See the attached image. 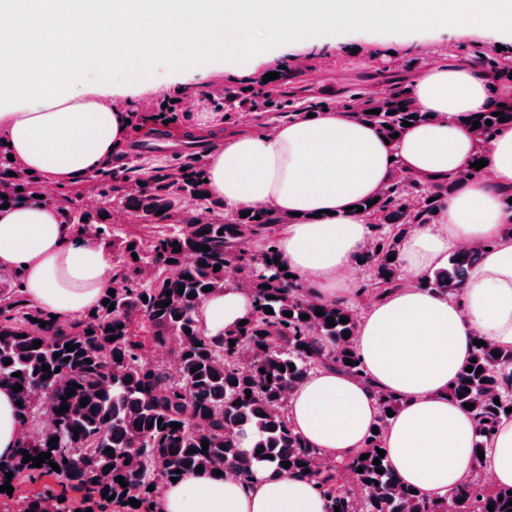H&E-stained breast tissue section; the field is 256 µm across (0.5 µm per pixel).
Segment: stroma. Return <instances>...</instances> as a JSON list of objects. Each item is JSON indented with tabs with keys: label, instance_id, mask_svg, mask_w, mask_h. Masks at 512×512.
I'll list each match as a JSON object with an SVG mask.
<instances>
[{
	"label": "stroma",
	"instance_id": "stroma-1",
	"mask_svg": "<svg viewBox=\"0 0 512 512\" xmlns=\"http://www.w3.org/2000/svg\"><path fill=\"white\" fill-rule=\"evenodd\" d=\"M512 53V39L478 28L445 34L435 30H421L412 33L356 31L343 41L342 49L313 47L301 53L278 46L275 53L255 65L243 79H231L224 74L223 59H216L213 69L202 76L189 69H176L173 59L183 55L185 47L179 36H172L170 55L159 61L157 66L160 87L149 96L152 105L163 100H177V119L167 126L169 136L176 141L187 140L196 135L198 128L190 115L187 97H194L198 109L224 117L226 131H236L252 126L273 125L280 121V114L274 112L224 113L225 90L259 91L275 99L293 101L295 107L318 102L325 108L333 109L346 103L350 94L363 92L374 95L380 82L397 79L424 69L443 55H467L479 50L489 55L498 50ZM299 56L297 67L290 68L288 83L267 80V73L289 66L291 56ZM158 124L141 122L130 130L110 168L107 179L110 184L122 185L129 168L136 167L149 171L154 167L169 170L178 169L187 159L186 154L171 152L133 153L135 142L145 139L158 131ZM12 493L0 492V512H23L28 501L44 487L65 489L73 501H80L83 493L74 487L64 486L62 478L45 475L31 480L27 472H20L11 481Z\"/></svg>",
	"mask_w": 512,
	"mask_h": 512
}]
</instances>
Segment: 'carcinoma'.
Instances as JSON below:
<instances>
[{
  "label": "carcinoma",
  "mask_w": 512,
  "mask_h": 512,
  "mask_svg": "<svg viewBox=\"0 0 512 512\" xmlns=\"http://www.w3.org/2000/svg\"><path fill=\"white\" fill-rule=\"evenodd\" d=\"M481 62L512 84V55H485ZM273 108L281 111L285 104L259 92L225 101L227 113ZM375 109L380 113H373ZM355 111L388 138L402 132L405 121L416 124L429 118V113L412 105L400 85L382 99L355 100ZM501 117L512 124V100L502 108L476 113L477 135L484 141L492 138L502 126ZM488 120L492 125H486ZM185 167L176 173L135 172L123 186L98 179L93 190L100 205L94 211L82 210L69 196H60L69 223L92 232L116 254L115 295H104L114 304L113 310L100 304L92 315L58 322L24 301L19 275L0 276V384L22 386L16 397L22 403L18 412L23 421H29L39 404L52 411L51 428L26 431L14 456L0 466V485L7 481L6 473L23 468L52 474L53 462L60 467L58 475L84 491L86 509H104L113 503L126 507L131 498L150 509L171 478L194 473L199 466L230 473L249 484L260 467L269 465L286 475L315 480L328 512L336 506L340 512H509L512 486L488 487L476 472L442 499H431L402 484L388 458L377 453L392 421L387 412H398L401 399L377 388L378 432L370 433L363 449L340 465L319 463L320 452L290 424L287 405L294 390L319 368H334L370 383L355 346L359 318L354 303L320 304L308 298L299 279L287 277L289 270L281 269L283 263L274 262L278 254L272 228L280 223L278 215L267 208H255L245 218L239 211L224 214L221 203L207 195L198 162ZM460 179L450 174L432 183L399 174L379 194L378 202L371 206L366 199L357 202L370 219L371 242L360 256L369 279L356 289V296L374 300L399 284L398 261L389 257L398 256L405 226L430 223L442 197ZM37 181L35 174L17 172L7 152L0 150V205L26 197ZM192 206L211 217L206 221L187 218ZM117 209L139 223L162 224L165 230L142 239L127 236L113 225ZM254 240L259 241L258 249L245 247ZM175 242L180 247L177 253L173 252ZM204 245L210 250L204 251ZM478 259L476 251L449 256L448 268L436 271L426 286L442 294H459ZM216 265L221 266L217 272ZM229 268L237 270L238 285L249 289L254 310L244 326L225 329L224 338L216 341L205 336L197 311L224 288ZM205 287L211 291H203ZM168 291L172 292L169 297ZM166 300L170 304L161 306ZM268 308L273 313H266ZM318 308L323 310L319 316ZM288 311L292 315H286ZM304 314L308 319H302ZM137 316L148 323L151 345L171 349L175 374L145 359L146 342L134 329ZM343 317L348 322H340ZM330 318L334 319L331 327ZM42 321L46 326H40ZM110 327L114 331H108ZM346 333L350 334L347 339ZM35 341L41 342L37 349ZM68 344L73 351L65 349ZM7 359L11 360L8 365L4 364ZM44 364L49 371H42ZM468 366L474 371H465ZM17 372L21 376H15ZM74 383L79 388L66 396ZM448 397L460 407L473 405L469 411L477 431L473 454L485 450L497 424L512 418V412H506L512 409V347L474 346L471 358L448 385ZM83 398L88 399L84 407L80 406ZM64 404L66 412L60 411ZM173 423L181 427L174 429ZM54 437L57 442L49 443ZM204 440L209 442L206 451ZM24 450L33 458L49 452L50 462L37 469L23 462ZM363 454L368 459H360ZM377 457L378 466L373 464ZM285 462L291 466L284 467ZM359 467L363 471H357ZM378 468L383 473L376 472ZM177 469L181 473H175ZM343 471L352 475L358 493L338 485ZM119 476L127 486L116 482ZM62 497L53 491L39 493L25 512H73L71 502L60 501ZM489 505L493 510L487 509Z\"/></svg>",
  "instance_id": "cac0c4a2"
}]
</instances>
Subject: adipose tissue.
<instances>
[{
	"mask_svg": "<svg viewBox=\"0 0 512 512\" xmlns=\"http://www.w3.org/2000/svg\"><path fill=\"white\" fill-rule=\"evenodd\" d=\"M282 43L298 49L329 43L341 28L443 30L468 26L512 35V0H0V142L15 163L57 188L107 168L128 136L117 97H141L160 83L155 62L170 35L234 57L227 74L244 77L264 60L257 28L269 17ZM131 52L127 81L102 70L113 49ZM99 71L96 81L86 75ZM415 107L429 121L385 141L359 114L330 110L298 115L269 130L225 133L205 162L213 198L225 210L268 208L283 219L275 235L280 260L308 297L350 298L358 256L370 239L355 205L379 194L396 173L422 180L451 174L461 184L435 219L413 225L399 244V285L372 302L356 347L370 379L321 369L297 388L289 418L322 457L356 454L377 417L375 389L402 400L384 447L398 477L432 498L447 495L473 470L512 486V420H502L481 459L472 454V416L448 396V384L472 352L474 337L512 347V125L481 140L467 120L512 98L473 59L436 62L409 80ZM486 165L471 171L473 157ZM479 249L459 296L423 288L461 246ZM112 253L68 224L54 203L28 197L0 208V274H19L27 302L69 322L94 310L112 285ZM251 311L247 289L225 287L198 317L207 336ZM24 428L13 391L0 386V459ZM312 480L264 468L251 485L210 472L166 485L157 512H326Z\"/></svg>",
	"mask_w": 512,
	"mask_h": 512,
	"instance_id": "obj_1",
	"label": "adipose tissue"
}]
</instances>
